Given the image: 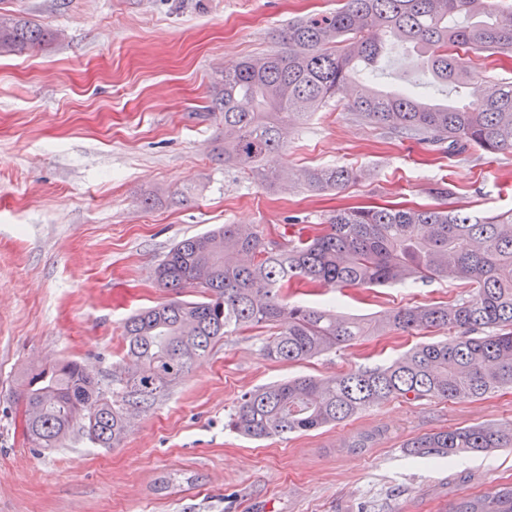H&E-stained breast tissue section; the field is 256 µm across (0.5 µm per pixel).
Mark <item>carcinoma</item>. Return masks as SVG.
Here are the masks:
<instances>
[{
  "mask_svg": "<svg viewBox=\"0 0 512 512\" xmlns=\"http://www.w3.org/2000/svg\"><path fill=\"white\" fill-rule=\"evenodd\" d=\"M332 12L288 24L278 50L224 68L208 110L224 129L216 159L277 184L288 127L332 99L400 138L447 140L489 156L512 151V81H474L460 51L512 57V0H341ZM55 34L0 14V53L46 44ZM416 50L430 84L472 86L463 106L411 88L382 92L371 81L394 47ZM357 177L344 166L306 169L303 184L337 189ZM451 275L471 288L452 303L342 317L286 301L296 284L325 288L403 284ZM157 284L203 299H171L124 323L122 364L108 383L80 362L26 373L18 394L30 447L51 451L73 433L114 448L133 411H147L204 361L215 342L257 326L276 329L261 346L271 361L308 362L391 331L455 333L415 345L385 366L328 378L296 377L244 395L228 427L255 440L336 426L391 399L478 400L512 389V213L483 216L439 205H351L286 242L250 225L226 224L175 243L155 268ZM414 456L450 462L461 452L512 448V424L466 425L402 443ZM451 512H512V486L469 495Z\"/></svg>",
  "mask_w": 512,
  "mask_h": 512,
  "instance_id": "1",
  "label": "carcinoma"
}]
</instances>
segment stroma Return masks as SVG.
I'll return each instance as SVG.
<instances>
[{
    "instance_id": "stroma-1",
    "label": "stroma",
    "mask_w": 512,
    "mask_h": 512,
    "mask_svg": "<svg viewBox=\"0 0 512 512\" xmlns=\"http://www.w3.org/2000/svg\"><path fill=\"white\" fill-rule=\"evenodd\" d=\"M336 0H0V13L56 41L0 56V512H449L461 497L512 483V448L450 465L405 454L440 428L512 420V389L476 402H386L308 434L261 441L230 430L241 397L301 375L383 364L416 344L396 331L301 363L266 360L267 328L224 337L115 448L74 434L47 454L29 447L17 384L27 368L83 361L109 380L123 324L169 300L154 269L178 240L218 224L272 238L317 228L347 205L446 204L512 210V153L437 150L329 102L288 131V182L273 189L212 158L222 130L208 112L225 66L276 49L288 20ZM418 56L385 55L376 85L426 86ZM348 165L358 178L314 192L303 170ZM153 198L144 208L143 198ZM467 285L440 277L389 288L299 285L289 301L343 315L448 302ZM382 429L372 448L349 451ZM178 475L162 490L164 476Z\"/></svg>"
}]
</instances>
